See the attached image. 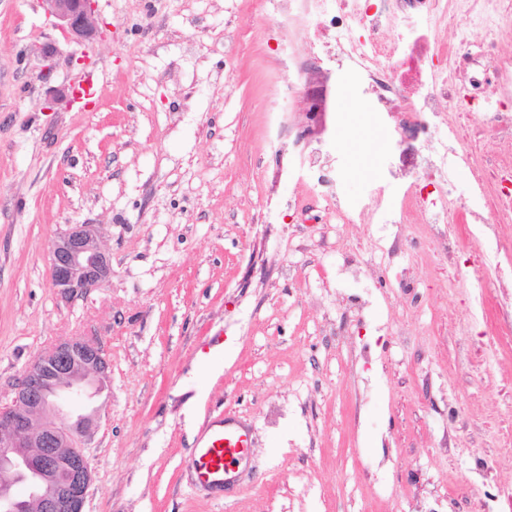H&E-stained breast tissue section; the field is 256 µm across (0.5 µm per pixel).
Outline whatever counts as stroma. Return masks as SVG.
I'll list each match as a JSON object with an SVG mask.
<instances>
[{
    "label": "stroma",
    "mask_w": 512,
    "mask_h": 512,
    "mask_svg": "<svg viewBox=\"0 0 512 512\" xmlns=\"http://www.w3.org/2000/svg\"><path fill=\"white\" fill-rule=\"evenodd\" d=\"M96 16L88 51L40 0H0V404L53 344L102 346L85 512H512V219L482 246L484 289L473 225L314 223L324 201L266 146L293 29L258 0H97ZM63 85L89 102L50 104ZM353 129L325 137L342 194L379 187L397 209L412 159L381 117L350 146ZM72 224L98 225L112 272L69 299L49 249ZM224 412L253 444L215 497L188 463Z\"/></svg>",
    "instance_id": "stroma-1"
}]
</instances>
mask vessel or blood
<instances>
[{
  "label": "vessel or blood",
  "instance_id": "1",
  "mask_svg": "<svg viewBox=\"0 0 512 512\" xmlns=\"http://www.w3.org/2000/svg\"><path fill=\"white\" fill-rule=\"evenodd\" d=\"M250 455L249 431L232 417L214 422L190 460L196 484L213 494L234 488L239 468Z\"/></svg>",
  "mask_w": 512,
  "mask_h": 512
}]
</instances>
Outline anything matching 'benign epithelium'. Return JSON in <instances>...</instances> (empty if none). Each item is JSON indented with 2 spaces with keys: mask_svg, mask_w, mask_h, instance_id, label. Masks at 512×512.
Masks as SVG:
<instances>
[{
  "mask_svg": "<svg viewBox=\"0 0 512 512\" xmlns=\"http://www.w3.org/2000/svg\"><path fill=\"white\" fill-rule=\"evenodd\" d=\"M69 39L99 36L96 0H41ZM53 286L74 298L97 287L111 266L92 224H72L50 249ZM101 346L73 337L49 347L12 385L0 407V512H84L92 469L86 447L100 426L95 398L106 388ZM17 484L27 494L13 493Z\"/></svg>",
  "mask_w": 512,
  "mask_h": 512,
  "instance_id": "benign-epithelium-1",
  "label": "benign epithelium"
}]
</instances>
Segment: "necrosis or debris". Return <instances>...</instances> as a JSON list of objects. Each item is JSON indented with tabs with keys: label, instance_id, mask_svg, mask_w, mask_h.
I'll list each match as a JSON object with an SVG mask.
<instances>
[{
	"label": "necrosis or debris",
	"instance_id": "obj_1",
	"mask_svg": "<svg viewBox=\"0 0 512 512\" xmlns=\"http://www.w3.org/2000/svg\"><path fill=\"white\" fill-rule=\"evenodd\" d=\"M308 51L283 63L289 96L310 112H330L341 93L337 73L352 70L375 111L390 121L400 153L432 148L434 157L403 175L404 224H474L493 228L512 214V0H269ZM453 32L436 36L440 25ZM483 29L474 40L472 29ZM272 142L305 141L312 188L329 222L349 223L353 204L336 193L333 160L311 130L278 101L269 106ZM446 125V141L431 131ZM468 168L473 200H451L448 177Z\"/></svg>",
	"mask_w": 512,
	"mask_h": 512
}]
</instances>
